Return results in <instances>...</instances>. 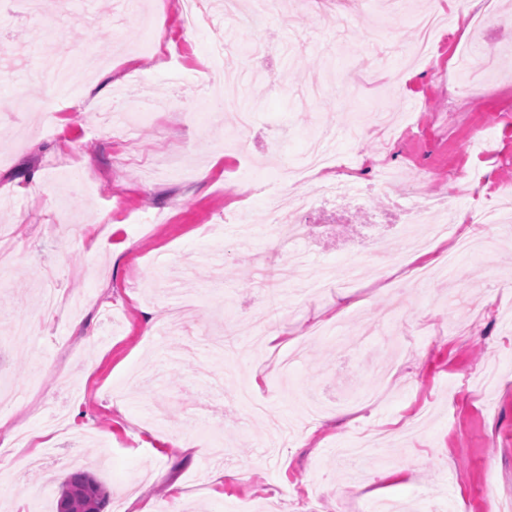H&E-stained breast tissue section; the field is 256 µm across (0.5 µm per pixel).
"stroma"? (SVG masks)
I'll return each instance as SVG.
<instances>
[{
  "mask_svg": "<svg viewBox=\"0 0 512 512\" xmlns=\"http://www.w3.org/2000/svg\"><path fill=\"white\" fill-rule=\"evenodd\" d=\"M346 0L348 24L310 9L276 5L259 30L230 29L211 52L218 11L192 31L181 0H166L163 40L145 39L126 0H53L36 17L23 4L0 11V186L25 190L0 204V230L14 249L0 269V386L23 389L0 429V512H55L67 473L86 466L111 501L129 504L145 485L168 512L180 482L181 512H265L280 494L315 501L319 512H502L512 499V70L458 62L512 40V0H482L483 31L448 0ZM444 13L430 53L407 57L414 14ZM258 37V62L240 54ZM98 54L112 65L78 89L54 131L34 108L47 54ZM246 73L255 117L242 153L228 151L233 113L212 119L200 71ZM277 83H270V76ZM158 90L156 109L139 101ZM121 118L128 135L94 128ZM337 133L328 172L371 188V207L325 223L299 251L272 250L270 214L286 185L280 166L313 137ZM209 169L200 178L201 169ZM498 215L480 255L414 283L390 272L384 250L429 248L420 224H377L374 214L408 205L415 191ZM243 209L242 222L225 212ZM101 215L103 247L87 227ZM159 215L156 223L142 216ZM364 265L354 307L320 315L339 293L352 254ZM299 264L313 296L277 286L279 352L301 346L293 369L267 364L252 316L264 309L268 261ZM60 285L78 312L46 310L42 289ZM67 429L40 452L15 447L7 430ZM377 437L368 468L343 469L336 448ZM182 435L189 452L172 447ZM42 465L29 469L33 456ZM406 478H396L398 467ZM231 471L220 495L214 472Z\"/></svg>",
  "mask_w": 512,
  "mask_h": 512,
  "instance_id": "1",
  "label": "stroma"
}]
</instances>
